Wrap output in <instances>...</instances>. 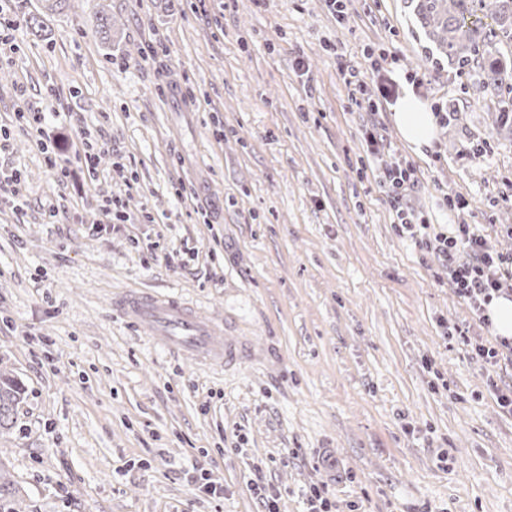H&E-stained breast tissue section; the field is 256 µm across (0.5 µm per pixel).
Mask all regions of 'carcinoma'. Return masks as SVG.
Instances as JSON below:
<instances>
[{"instance_id": "obj_1", "label": "carcinoma", "mask_w": 512, "mask_h": 512, "mask_svg": "<svg viewBox=\"0 0 512 512\" xmlns=\"http://www.w3.org/2000/svg\"><path fill=\"white\" fill-rule=\"evenodd\" d=\"M413 15L437 59L462 72H476L484 95H512V0H413ZM495 118L498 132L512 133V98L501 100ZM25 394L14 377L0 373V431L15 424ZM0 512H25L15 482L0 463Z\"/></svg>"}]
</instances>
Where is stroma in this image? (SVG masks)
I'll use <instances>...</instances> for the list:
<instances>
[{
    "label": "stroma",
    "instance_id": "1",
    "mask_svg": "<svg viewBox=\"0 0 512 512\" xmlns=\"http://www.w3.org/2000/svg\"><path fill=\"white\" fill-rule=\"evenodd\" d=\"M21 7L46 28L0 54V171L28 194L0 202V371L26 385L0 462L28 512H258L257 471L280 512H305L313 485L333 512H512V414L497 402L512 363L473 359L493 329L399 233L380 186L408 162L412 209L510 256L512 142L492 133L499 100L474 72L444 63L408 82L428 55L408 0H349L341 18L326 0ZM371 48L394 57L398 98L447 113L429 148L398 130ZM345 67L365 71L378 112L355 104ZM62 127L63 182L37 147ZM87 142L121 168L89 174L74 157ZM115 199L127 222L99 231ZM135 289L199 305L255 357L204 366L153 346L112 307ZM201 469L223 499L195 490Z\"/></svg>",
    "mask_w": 512,
    "mask_h": 512
}]
</instances>
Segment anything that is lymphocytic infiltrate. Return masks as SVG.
Here are the masks:
<instances>
[{"label": "lymphocytic infiltrate", "instance_id": "f902f5d3", "mask_svg": "<svg viewBox=\"0 0 512 512\" xmlns=\"http://www.w3.org/2000/svg\"><path fill=\"white\" fill-rule=\"evenodd\" d=\"M417 182L415 168L403 161L394 162L381 178L402 230L415 245L434 255L457 294L472 305L483 324H490L487 308L491 302L512 297V256L491 253L484 238L466 224L457 225L450 234L431 232L428 218L408 206Z\"/></svg>", "mask_w": 512, "mask_h": 512}]
</instances>
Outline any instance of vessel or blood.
Listing matches in <instances>:
<instances>
[{"instance_id": "1", "label": "vessel or blood", "mask_w": 512, "mask_h": 512, "mask_svg": "<svg viewBox=\"0 0 512 512\" xmlns=\"http://www.w3.org/2000/svg\"><path fill=\"white\" fill-rule=\"evenodd\" d=\"M117 307L153 343L201 364L230 366L250 351L242 337L178 296L128 292Z\"/></svg>"}]
</instances>
